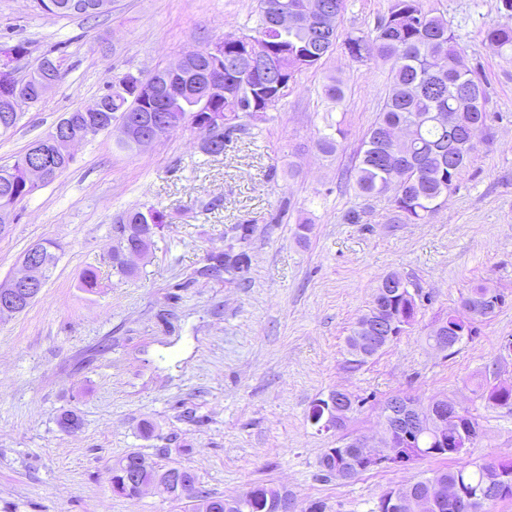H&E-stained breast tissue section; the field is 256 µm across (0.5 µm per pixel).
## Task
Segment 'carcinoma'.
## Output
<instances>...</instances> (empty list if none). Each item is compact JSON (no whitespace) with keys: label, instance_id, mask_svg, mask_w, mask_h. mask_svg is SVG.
Wrapping results in <instances>:
<instances>
[{"label":"carcinoma","instance_id":"1","mask_svg":"<svg viewBox=\"0 0 512 512\" xmlns=\"http://www.w3.org/2000/svg\"><path fill=\"white\" fill-rule=\"evenodd\" d=\"M102 0H37L39 9L55 17L95 19L103 14L99 9ZM322 0H258L256 26L253 33L224 35V83L231 94L222 103L207 104L201 101L206 80L207 59L197 54L193 69L182 79L188 95L177 101L169 98L160 102L159 109L168 113H192L202 121L208 120V111L221 110L225 127L214 134V140L202 141L203 152L210 156L224 153V140L232 139L245 129L241 119L254 122L269 120L267 112L284 96L291 81L305 70L320 65L331 54L334 45L317 46V38L304 27L278 30L275 15L286 5L300 3L311 7ZM252 40L261 51L278 62V68L261 82L251 73L236 66L243 41ZM488 45L500 54L512 53V27L491 25L485 31ZM350 56L357 61L364 59L370 50L390 64V89L383 101L375 122L371 126L359 151V161L350 171L354 188L363 197H378L394 192L392 203L397 218L403 223L421 224L429 220L444 205L456 189V183L467 160L474 153L470 145L473 132L481 138L488 130L486 110H480L474 101L486 100L483 83L468 65L462 48L455 42L448 23L431 10L424 8L422 0H392L388 15L382 18L368 36L348 35L344 40ZM59 61L44 57L34 69V74L19 81L0 79V102L9 98L24 100L21 110L13 113L11 125L0 126V136L13 131L23 116V109L41 102L37 95L38 80L50 77L60 81ZM111 93L100 94L102 108L120 121L148 112L141 96L124 88L120 78L108 85ZM452 109L456 124L449 130L437 122V116ZM341 123L327 126V132L318 141L319 150L331 153L337 147V137L342 135ZM25 154H20L10 167L0 168V208L13 205L32 195L38 187L28 185L20 175V165ZM165 223V215L152 205H142L126 212L118 221L125 233L124 242L112 251V267L123 276L134 274L135 269L126 264L124 251L135 249L141 256L149 254L156 230ZM42 250L45 277H50L58 257L51 241L39 243ZM504 299L496 289L478 284L469 289L467 296L474 315L468 324L453 323L452 335L473 337L478 335V323L483 321L485 310L491 305L490 297ZM420 293L404 295L392 292L389 296H375L372 306L362 320L379 319L400 324L394 336L405 332L401 323L414 321ZM353 327L346 338L348 363L360 366L368 356L360 351ZM354 467L352 448H338L324 452L319 459L320 471L327 474L337 464ZM484 463H470L455 469H440L415 481L420 492L428 491V483L478 486L483 482ZM280 489L256 485L244 493L245 507L240 512H270L271 501ZM191 500V512H225L224 497L200 488L198 494H178V499Z\"/></svg>","mask_w":512,"mask_h":512}]
</instances>
